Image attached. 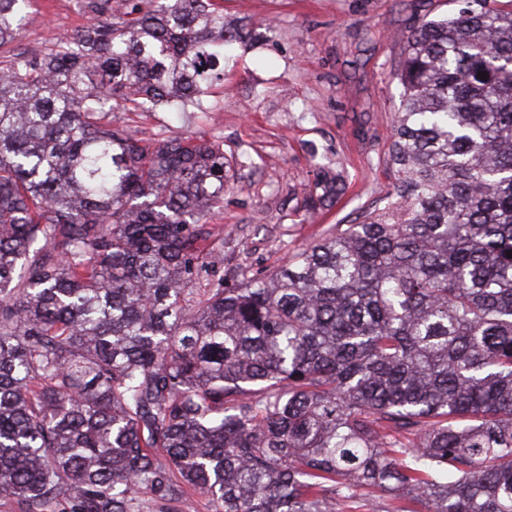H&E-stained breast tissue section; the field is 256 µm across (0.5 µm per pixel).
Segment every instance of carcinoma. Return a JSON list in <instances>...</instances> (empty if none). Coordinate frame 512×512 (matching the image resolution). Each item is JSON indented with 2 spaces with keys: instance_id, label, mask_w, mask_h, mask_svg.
I'll return each instance as SVG.
<instances>
[{
  "instance_id": "1",
  "label": "carcinoma",
  "mask_w": 512,
  "mask_h": 512,
  "mask_svg": "<svg viewBox=\"0 0 512 512\" xmlns=\"http://www.w3.org/2000/svg\"><path fill=\"white\" fill-rule=\"evenodd\" d=\"M128 3L0 60V496L512 512V0L409 31L384 207L232 284L200 222L224 146L109 115L203 108L251 34L216 0ZM343 189L320 172L309 208Z\"/></svg>"
}]
</instances>
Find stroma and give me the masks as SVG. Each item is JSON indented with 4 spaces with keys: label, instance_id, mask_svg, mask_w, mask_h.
<instances>
[{
    "label": "stroma",
    "instance_id": "35a3bbf8",
    "mask_svg": "<svg viewBox=\"0 0 512 512\" xmlns=\"http://www.w3.org/2000/svg\"><path fill=\"white\" fill-rule=\"evenodd\" d=\"M83 0H28L0 56L48 53L91 20ZM461 0H224L262 34L205 109L116 107L113 124L146 139L195 135L224 145V201L204 221L224 236L225 271L264 273L300 248L362 221L394 190L388 164L402 87L401 37ZM341 174L331 205L307 209L319 168Z\"/></svg>",
    "mask_w": 512,
    "mask_h": 512
}]
</instances>
